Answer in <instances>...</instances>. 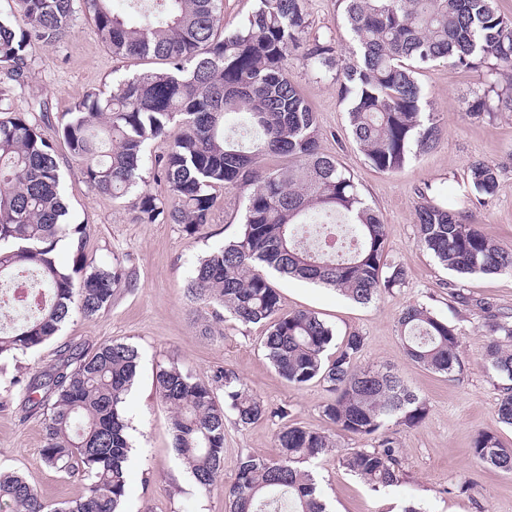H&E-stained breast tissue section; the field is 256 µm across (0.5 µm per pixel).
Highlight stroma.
<instances>
[{"mask_svg": "<svg viewBox=\"0 0 512 512\" xmlns=\"http://www.w3.org/2000/svg\"><path fill=\"white\" fill-rule=\"evenodd\" d=\"M305 7L311 21L309 37L348 46L349 33L334 0H305ZM29 56V85L25 94L16 96L14 107L26 110L32 95L46 99L52 122L43 132L51 139L56 136L55 119L87 91L107 90L113 81L151 67L146 60L112 57L91 21L83 17L63 42L52 48L32 45ZM289 70L316 116L321 149L353 175L366 202L381 214L386 259L401 263L408 277L404 286L363 305L333 289L274 273L270 279L280 292L281 309L314 311L340 338L362 334V365L393 368L430 407L418 426L393 424L388 429L402 462L397 486L371 491L332 453L311 464L323 500L330 512H401L410 500L425 512H512V473L480 463L471 453L472 441L481 431L495 433L512 446V427L499 423L496 415L497 385L482 365L485 329L479 318L450 298L451 273L415 244L421 191L432 187L455 194L467 180L470 162L483 159L497 167L498 187L493 196L471 205L472 220L488 237L512 248V111L500 110L490 119L467 112L468 100L489 84L503 83V76L466 72L445 63L423 70L419 81L443 122L444 134L434 149L387 174L373 168L355 143L346 104L332 77L316 74L298 59L291 61ZM56 151L69 218L88 227V261L96 266L124 261L132 282L98 316L73 315L36 352L0 360V377L45 368L67 349L90 352L112 340L137 345L140 368L126 401L132 452L125 512H224V489L233 483L239 460L250 454L276 458L275 427L266 420L242 427L234 416H226L223 474L210 489L200 490L173 446L170 410L155 389L157 371L176 363L207 381L216 370H233L267 405L287 407L293 422L311 429L325 428L321 408L330 397L322 384L296 388L278 375L261 348L264 326L216 320L211 306L186 296L197 260L239 236L245 194L236 188L219 190L204 234L190 236L177 224L141 223L135 196L115 200L97 194L85 180L82 163L66 146L57 144ZM465 292L512 313V275L470 276ZM409 304L423 305L458 325L460 374L433 373L405 358L397 321ZM42 445V415L23 416L14 402L0 406V469L21 475L48 502L83 497L85 481L48 467Z\"/></svg>", "mask_w": 512, "mask_h": 512, "instance_id": "1", "label": "stroma"}]
</instances>
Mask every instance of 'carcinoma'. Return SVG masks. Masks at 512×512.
I'll list each match as a JSON object with an SVG mask.
<instances>
[{"label": "carcinoma", "instance_id": "obj_1", "mask_svg": "<svg viewBox=\"0 0 512 512\" xmlns=\"http://www.w3.org/2000/svg\"><path fill=\"white\" fill-rule=\"evenodd\" d=\"M113 0H12L0 15V283L27 280L38 300L29 316L0 325V358L35 351L73 314L90 318L130 286L120 261L91 265L87 225L71 224L62 200L52 142L41 132L46 103L33 98L18 112L13 98L31 71L27 48L52 47L89 16L112 56L151 60L160 68L89 91L58 121L57 133L98 194L120 199L145 182L146 162L163 178L168 198L143 191L138 218L145 224L182 225L188 235L209 224L219 188L247 189L240 236L194 266L187 283L192 301L226 311L238 322L264 324L261 346L277 372L295 387L319 381L334 394L323 405L329 429L288 420L238 374L218 370L204 382L176 364L159 370L156 387L171 409L173 445L200 489L224 469V420L241 425L278 423V458L247 455L224 491L227 512H326L304 464L338 448L334 433L377 438L371 448H350L339 463L372 490L401 479L400 451L387 423L413 428L428 415L427 401L390 368L359 365L365 337L335 332L309 310L280 312L278 288L267 272L333 288L361 304L399 288L407 272L386 261L385 224L351 175L319 148L315 113L290 76L300 59L333 76L347 103L352 136L368 163L392 173L434 147L442 128L418 82L420 69L439 62L463 71L512 68V18L497 0H337L350 45L307 38L305 0H259L238 28L226 31L223 0H129L139 20L129 23ZM512 106V80L491 84L468 104L473 117L490 115L493 101ZM181 133L161 155L150 141L170 124ZM284 156L288 167L261 171L258 159ZM471 192L454 199L424 192L417 211V245L465 278L512 275V249L487 237L471 221L470 193L490 197L497 169L481 160L468 167ZM69 241L71 265L55 256ZM450 295L485 327L488 370L504 381L497 418L512 426V315L473 300L460 282ZM405 356L434 373L461 369L460 331L421 305L398 318ZM140 353L126 342H105L91 353L67 351L48 371L0 382V404L17 395L25 411L44 415L41 454L46 464L86 481L79 500L50 504L20 475L0 473V503L12 512H121L126 497L129 440L124 403L137 376ZM223 390L224 404L216 400ZM471 453L512 472V447L496 434L478 433Z\"/></svg>", "mask_w": 512, "mask_h": 512}]
</instances>
